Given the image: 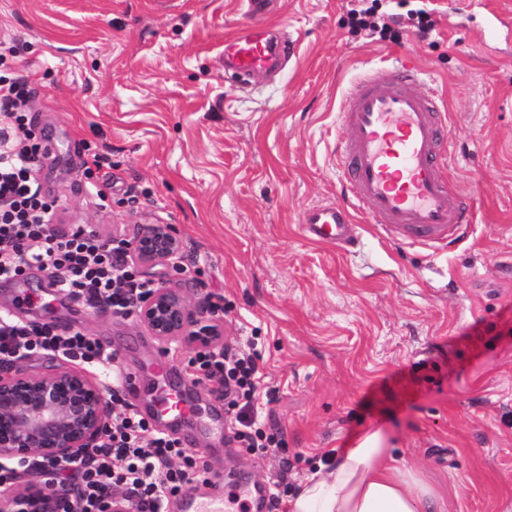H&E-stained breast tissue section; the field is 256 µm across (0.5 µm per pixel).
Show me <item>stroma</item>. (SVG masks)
<instances>
[{"instance_id": "stroma-1", "label": "stroma", "mask_w": 512, "mask_h": 512, "mask_svg": "<svg viewBox=\"0 0 512 512\" xmlns=\"http://www.w3.org/2000/svg\"><path fill=\"white\" fill-rule=\"evenodd\" d=\"M276 0L266 23L294 45L274 75L224 72V39L246 24L239 0H0V55L33 89L25 110L49 148L39 178L66 224L133 237L170 224L184 242L191 302L224 299V346L256 354L258 418L271 448L241 447L193 350L169 352L194 382L195 451L221 495L246 485L291 512L306 478L379 430L400 468L444 512H512V0H423L435 28L381 38L398 0ZM415 67L450 128L443 175L474 202L458 244L392 240L356 214L354 248L307 240L305 211L343 190L339 111L365 69ZM100 166H93V157ZM108 194L99 208L93 188ZM46 273L24 288L45 320L119 347L141 376L159 345L136 317L56 307Z\"/></svg>"}]
</instances>
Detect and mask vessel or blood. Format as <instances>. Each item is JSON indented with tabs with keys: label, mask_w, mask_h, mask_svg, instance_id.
I'll use <instances>...</instances> for the list:
<instances>
[{
	"label": "vessel or blood",
	"mask_w": 512,
	"mask_h": 512,
	"mask_svg": "<svg viewBox=\"0 0 512 512\" xmlns=\"http://www.w3.org/2000/svg\"><path fill=\"white\" fill-rule=\"evenodd\" d=\"M286 35L243 26L224 42V66L247 76L274 69L290 54ZM417 71L396 66L385 77L362 76L348 90L340 118L349 137L339 159L349 200L306 211L303 234L345 249L358 241L354 211L383 225L395 240L432 247L463 238L473 220L472 202L441 174L450 132L436 104L416 91ZM178 388L156 390L150 420L194 414ZM182 512H228L232 501L182 496Z\"/></svg>",
	"instance_id": "b4317fda"
}]
</instances>
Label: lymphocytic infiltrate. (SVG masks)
<instances>
[{"instance_id":"f902f5d3","label":"lymphocytic infiltrate","mask_w":512,"mask_h":512,"mask_svg":"<svg viewBox=\"0 0 512 512\" xmlns=\"http://www.w3.org/2000/svg\"><path fill=\"white\" fill-rule=\"evenodd\" d=\"M30 95L24 76L0 74V118L7 120L0 127V279L21 278L36 268L84 306L134 315L151 287L128 261L129 240L120 235L105 237L84 225L62 229L61 215L42 192L35 168L44 148L19 110ZM36 352L95 367L117 358L114 349L82 330L1 315L0 364ZM226 359L224 352L206 351L198 353L195 362L208 379L222 386L224 397L235 408L241 444L266 447L268 440L256 426L258 365L250 357L237 359L231 366ZM110 398L119 410L97 444L84 449L71 465L39 460L34 469L60 474L63 484L73 488L63 512H106V500L116 486L124 489L128 512H171L191 474L202 468L198 457L126 403L120 376L112 378ZM176 458L181 459V467L173 466Z\"/></svg>"}]
</instances>
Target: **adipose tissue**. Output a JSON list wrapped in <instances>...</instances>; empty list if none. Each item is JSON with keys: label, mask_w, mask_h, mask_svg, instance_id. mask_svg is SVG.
Returning <instances> with one entry per match:
<instances>
[{"label": "adipose tissue", "mask_w": 512, "mask_h": 512, "mask_svg": "<svg viewBox=\"0 0 512 512\" xmlns=\"http://www.w3.org/2000/svg\"><path fill=\"white\" fill-rule=\"evenodd\" d=\"M434 491L394 464L381 432L366 434L329 471L303 484L293 512H433Z\"/></svg>", "instance_id": "ef3b65f1"}]
</instances>
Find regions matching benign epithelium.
I'll return each mask as SVG.
<instances>
[{
  "mask_svg": "<svg viewBox=\"0 0 512 512\" xmlns=\"http://www.w3.org/2000/svg\"><path fill=\"white\" fill-rule=\"evenodd\" d=\"M184 243L170 224H146L133 239L131 258L142 273L157 278L153 292L140 304L138 321L164 351L190 347L197 351L224 348V323L210 306L193 305L172 278L153 271L179 273ZM112 408L101 384L84 372L61 368L50 374L0 373V458L23 463L34 458L70 461L92 446L109 426ZM71 488L47 494L27 482L0 494V512H61Z\"/></svg>",
  "mask_w": 512,
  "mask_h": 512,
  "instance_id": "7a95c632",
  "label": "benign epithelium"
}]
</instances>
